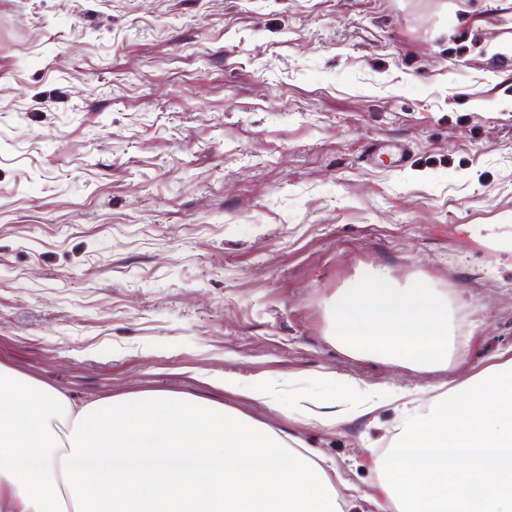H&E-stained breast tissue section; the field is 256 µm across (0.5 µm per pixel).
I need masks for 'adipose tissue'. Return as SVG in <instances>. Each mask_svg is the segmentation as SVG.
Returning a JSON list of instances; mask_svg holds the SVG:
<instances>
[{
  "instance_id": "obj_1",
  "label": "adipose tissue",
  "mask_w": 512,
  "mask_h": 512,
  "mask_svg": "<svg viewBox=\"0 0 512 512\" xmlns=\"http://www.w3.org/2000/svg\"><path fill=\"white\" fill-rule=\"evenodd\" d=\"M342 352L418 371L461 355L448 300L424 284L379 276L340 289L329 305ZM501 357L421 412L411 392L344 380L331 399L293 381L248 382L225 392L286 420L335 427L395 414L384 452L362 460L376 475L379 512H512V397ZM334 462L300 438L187 393L141 392L77 400L0 363V512H352Z\"/></svg>"
}]
</instances>
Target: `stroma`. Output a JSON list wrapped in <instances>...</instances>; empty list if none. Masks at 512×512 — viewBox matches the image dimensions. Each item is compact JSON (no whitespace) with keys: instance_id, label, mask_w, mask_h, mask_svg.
<instances>
[{"instance_id":"obj_1","label":"stroma","mask_w":512,"mask_h":512,"mask_svg":"<svg viewBox=\"0 0 512 512\" xmlns=\"http://www.w3.org/2000/svg\"><path fill=\"white\" fill-rule=\"evenodd\" d=\"M375 273L447 297L465 356L337 349L327 303ZM505 351L512 0H0V363L282 428L208 377L427 400ZM379 418L294 431L367 488Z\"/></svg>"}]
</instances>
